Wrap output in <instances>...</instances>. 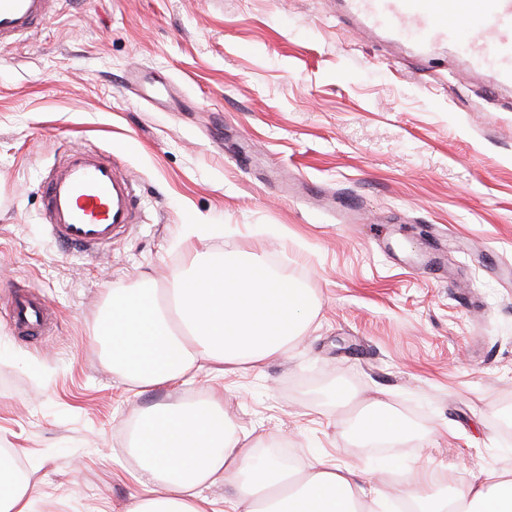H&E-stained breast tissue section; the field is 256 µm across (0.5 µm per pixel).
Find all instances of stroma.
Segmentation results:
<instances>
[{"label":"stroma","instance_id":"obj_1","mask_svg":"<svg viewBox=\"0 0 512 512\" xmlns=\"http://www.w3.org/2000/svg\"><path fill=\"white\" fill-rule=\"evenodd\" d=\"M81 145L121 163L141 213L94 261L48 236L41 191ZM189 226L319 310L261 371L137 395L107 364V299L168 287ZM31 288L52 314L34 339L11 318ZM215 393L248 441L355 465L385 504L425 470L440 492L512 468V84L363 30L342 0H58L0 48V448L33 512H126L129 425ZM373 400L412 432L389 472L350 436Z\"/></svg>","mask_w":512,"mask_h":512}]
</instances>
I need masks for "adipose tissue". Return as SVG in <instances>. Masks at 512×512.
Returning <instances> with one entry per match:
<instances>
[{
    "label": "adipose tissue",
    "mask_w": 512,
    "mask_h": 512,
    "mask_svg": "<svg viewBox=\"0 0 512 512\" xmlns=\"http://www.w3.org/2000/svg\"><path fill=\"white\" fill-rule=\"evenodd\" d=\"M174 275L163 300L150 283L116 288L112 368L139 392L173 386L188 374L261 370L302 334L316 309L313 297L285 284L261 257L209 260ZM352 438L401 440L409 432L383 401L350 431ZM143 487L127 512H367L356 469L316 455L296 467L273 458L256 462L219 399L192 408H156L139 421L129 451ZM224 485L223 504L204 488ZM415 512H512V472L468 483L452 496L406 493Z\"/></svg>",
    "instance_id": "ef3b65f1"
}]
</instances>
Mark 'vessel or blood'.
I'll return each instance as SVG.
<instances>
[{
    "instance_id": "obj_1",
    "label": "vessel or blood",
    "mask_w": 512,
    "mask_h": 512,
    "mask_svg": "<svg viewBox=\"0 0 512 512\" xmlns=\"http://www.w3.org/2000/svg\"><path fill=\"white\" fill-rule=\"evenodd\" d=\"M360 27L381 29L394 38L426 45L462 44L471 64L494 68L512 83V0H346ZM53 0H0V46L32 34ZM482 34L463 35L471 20ZM50 236L66 250L93 258L111 247L114 236L136 221L133 182L109 156L92 148L70 150L43 180ZM47 320L35 297L20 296L12 321L21 334L35 333Z\"/></svg>"
}]
</instances>
